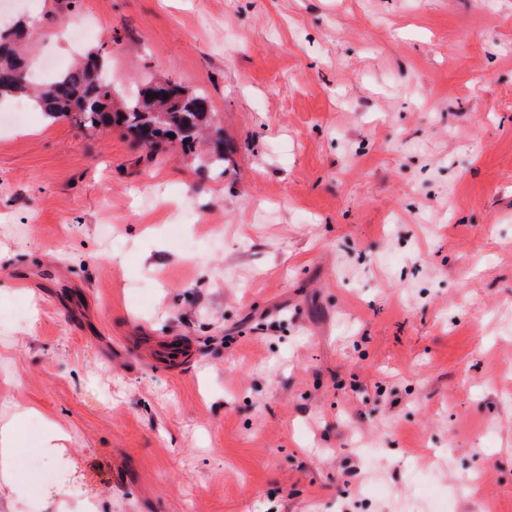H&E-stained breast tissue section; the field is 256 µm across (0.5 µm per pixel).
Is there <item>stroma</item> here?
<instances>
[{"instance_id": "1", "label": "stroma", "mask_w": 512, "mask_h": 512, "mask_svg": "<svg viewBox=\"0 0 512 512\" xmlns=\"http://www.w3.org/2000/svg\"><path fill=\"white\" fill-rule=\"evenodd\" d=\"M179 141L0 125V423L100 512H512V0H0ZM189 343V361L163 350ZM69 436L55 426H50L44 436L42 448H39L45 462L51 466H70L71 459L66 456Z\"/></svg>"}]
</instances>
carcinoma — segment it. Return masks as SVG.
<instances>
[{
    "label": "carcinoma",
    "instance_id": "carcinoma-1",
    "mask_svg": "<svg viewBox=\"0 0 512 512\" xmlns=\"http://www.w3.org/2000/svg\"><path fill=\"white\" fill-rule=\"evenodd\" d=\"M29 37L27 25L0 23V99L33 95L45 117L69 118L91 130L122 127L153 152L171 142L168 134L191 149L198 136L211 131L215 148L208 165L224 173L221 130L214 127L211 105L202 94L189 93L169 81H150L131 97L115 101L107 76L108 59L100 49L88 51L77 65L42 81L29 77V66L19 47Z\"/></svg>",
    "mask_w": 512,
    "mask_h": 512
}]
</instances>
